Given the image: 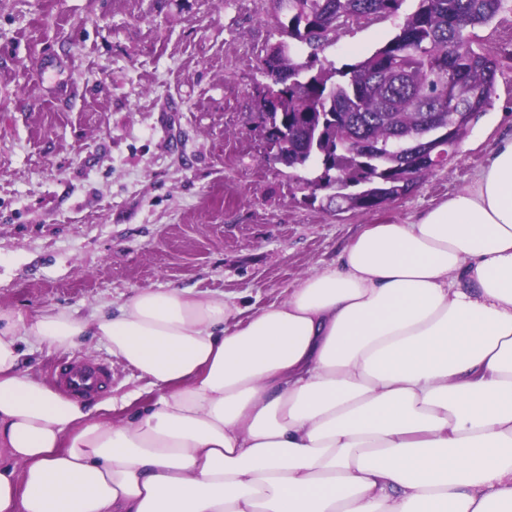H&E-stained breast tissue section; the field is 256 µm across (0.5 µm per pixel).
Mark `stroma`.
I'll list each match as a JSON object with an SVG mask.
<instances>
[{"mask_svg": "<svg viewBox=\"0 0 512 512\" xmlns=\"http://www.w3.org/2000/svg\"><path fill=\"white\" fill-rule=\"evenodd\" d=\"M415 7L352 27L321 62L357 61ZM478 35L498 59L490 110L411 195L362 214L310 202L299 171L263 159L272 0H0V309L89 316L143 288L282 301L362 225L467 188L512 135V2ZM67 355L111 362L104 401L157 394L97 337Z\"/></svg>", "mask_w": 512, "mask_h": 512, "instance_id": "stroma-1", "label": "stroma"}]
</instances>
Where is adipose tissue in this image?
Returning a JSON list of instances; mask_svg holds the SVG:
<instances>
[{
	"label": "adipose tissue",
	"mask_w": 512,
	"mask_h": 512,
	"mask_svg": "<svg viewBox=\"0 0 512 512\" xmlns=\"http://www.w3.org/2000/svg\"><path fill=\"white\" fill-rule=\"evenodd\" d=\"M88 336L160 391L122 425L20 369ZM0 454V512H512V136L251 313L187 288L0 310Z\"/></svg>",
	"instance_id": "obj_1"
}]
</instances>
